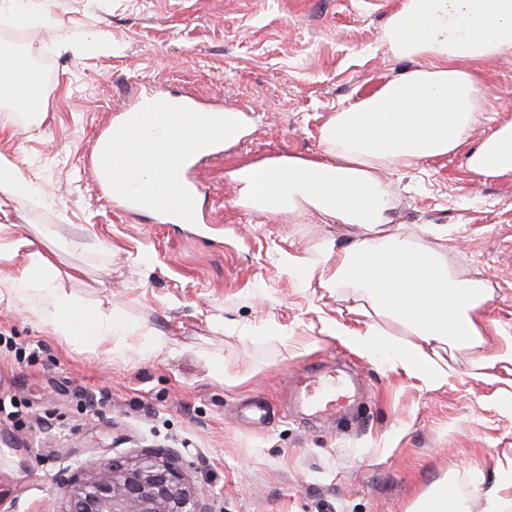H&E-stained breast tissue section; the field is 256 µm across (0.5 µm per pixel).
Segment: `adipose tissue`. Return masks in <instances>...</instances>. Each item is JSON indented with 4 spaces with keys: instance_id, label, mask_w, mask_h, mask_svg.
Here are the masks:
<instances>
[{
    "instance_id": "adipose-tissue-1",
    "label": "adipose tissue",
    "mask_w": 512,
    "mask_h": 512,
    "mask_svg": "<svg viewBox=\"0 0 512 512\" xmlns=\"http://www.w3.org/2000/svg\"><path fill=\"white\" fill-rule=\"evenodd\" d=\"M381 42L409 68L331 114L320 129L319 155L282 156L239 168L233 177L241 200L261 213L305 214L349 227L346 241L305 260L280 252L282 266L344 293L351 312L365 319L360 330L334 323L328 336L437 388L448 382V355L468 354L490 370L512 365V343L484 354L491 329L485 310L494 294L487 278L463 272L443 249L389 231V175L467 149L485 109L474 65L512 49V0H402ZM467 151L474 173L512 172V123ZM7 283L15 297L36 299L44 322L72 341L102 344L120 324L67 296L59 268L42 251L29 252L21 276ZM385 319L401 326L407 341L391 337Z\"/></svg>"
}]
</instances>
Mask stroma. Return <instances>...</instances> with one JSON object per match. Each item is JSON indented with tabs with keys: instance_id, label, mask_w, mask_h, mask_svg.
Masks as SVG:
<instances>
[{
	"instance_id": "obj_1",
	"label": "stroma",
	"mask_w": 512,
	"mask_h": 512,
	"mask_svg": "<svg viewBox=\"0 0 512 512\" xmlns=\"http://www.w3.org/2000/svg\"><path fill=\"white\" fill-rule=\"evenodd\" d=\"M32 22L0 21V51L37 48L48 93L36 122L0 103V162L41 184L40 197L0 194V274L29 251L52 254L63 291L131 332L74 344L31 299L0 288V512H61L60 476L86 460L172 451L211 512H410L446 480L484 512L512 467V374L491 385L465 355L432 388L326 333L357 328L339 295L305 284L280 250L308 258L342 238L337 224L238 208L231 171L280 155L315 156L319 129L408 64L382 30L400 0H38ZM112 43L108 54L89 37ZM492 117L480 143L512 119V51L477 65ZM138 83L243 110V137L197 178L213 224L208 242L114 213L85 167L96 131ZM395 228L438 231L436 247L494 289L486 318L512 336V173L480 176L464 152L426 160L395 184ZM167 346L154 350L158 335ZM360 375L366 412L337 431L290 400L294 374L318 361ZM266 398L269 423L238 418Z\"/></svg>"
}]
</instances>
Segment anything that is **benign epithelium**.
Returning a JSON list of instances; mask_svg holds the SVG:
<instances>
[{
  "instance_id": "obj_1",
  "label": "benign epithelium",
  "mask_w": 512,
  "mask_h": 512,
  "mask_svg": "<svg viewBox=\"0 0 512 512\" xmlns=\"http://www.w3.org/2000/svg\"><path fill=\"white\" fill-rule=\"evenodd\" d=\"M65 512H207L201 492L155 452L126 464L92 459L82 477L63 478Z\"/></svg>"
}]
</instances>
